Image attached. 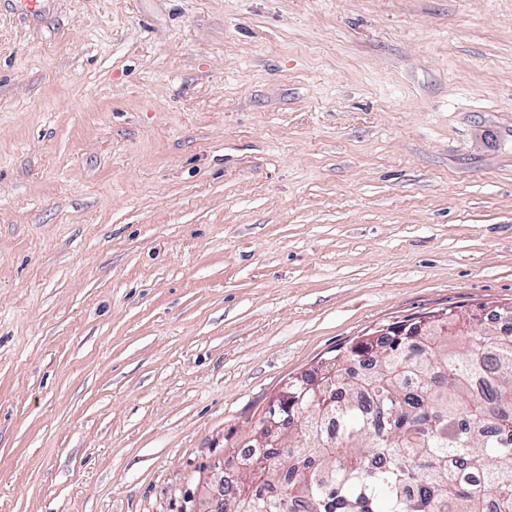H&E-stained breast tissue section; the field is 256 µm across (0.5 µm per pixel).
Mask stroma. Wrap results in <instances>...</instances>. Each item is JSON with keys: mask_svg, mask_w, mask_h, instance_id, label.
Listing matches in <instances>:
<instances>
[{"mask_svg": "<svg viewBox=\"0 0 512 512\" xmlns=\"http://www.w3.org/2000/svg\"><path fill=\"white\" fill-rule=\"evenodd\" d=\"M512 304V0H0V512H201L269 398Z\"/></svg>", "mask_w": 512, "mask_h": 512, "instance_id": "obj_1", "label": "stroma"}]
</instances>
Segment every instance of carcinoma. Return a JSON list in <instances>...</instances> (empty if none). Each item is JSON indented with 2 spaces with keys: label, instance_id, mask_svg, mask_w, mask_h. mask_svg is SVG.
<instances>
[{
  "label": "carcinoma",
  "instance_id": "carcinoma-1",
  "mask_svg": "<svg viewBox=\"0 0 512 512\" xmlns=\"http://www.w3.org/2000/svg\"><path fill=\"white\" fill-rule=\"evenodd\" d=\"M428 336H368L311 385L291 380L288 434L237 467L247 512H512V333L448 309ZM361 362L368 372L358 376Z\"/></svg>",
  "mask_w": 512,
  "mask_h": 512
}]
</instances>
